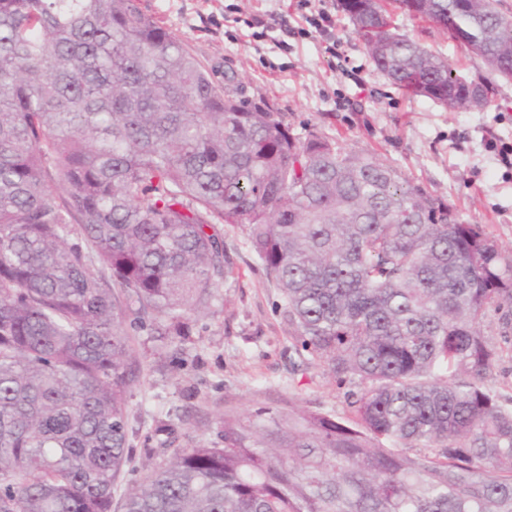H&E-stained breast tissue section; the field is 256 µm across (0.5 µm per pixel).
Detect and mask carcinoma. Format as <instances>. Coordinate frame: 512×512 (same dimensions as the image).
Masks as SVG:
<instances>
[{"instance_id": "obj_1", "label": "carcinoma", "mask_w": 512, "mask_h": 512, "mask_svg": "<svg viewBox=\"0 0 512 512\" xmlns=\"http://www.w3.org/2000/svg\"><path fill=\"white\" fill-rule=\"evenodd\" d=\"M420 0L512 80L502 0ZM339 0L377 71L450 112L488 86ZM139 0H0V512H112L135 382L127 322L185 336L242 227L347 413L224 411L219 441L125 512H512V405L486 385L512 260L371 154L235 96Z\"/></svg>"}]
</instances>
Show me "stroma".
<instances>
[{
	"label": "stroma",
	"mask_w": 512,
	"mask_h": 512,
	"mask_svg": "<svg viewBox=\"0 0 512 512\" xmlns=\"http://www.w3.org/2000/svg\"><path fill=\"white\" fill-rule=\"evenodd\" d=\"M152 15L212 73L235 75L239 95L267 99L297 134L315 129L346 149L367 152L413 185L442 198L461 218L480 224L512 258V170L496 148L512 144V82L425 20L398 13L399 34L453 62L470 79L493 81L485 107L451 112L406 93L379 73L338 0H141ZM334 20L317 29L320 14ZM237 267L189 335H155L129 327L138 378L129 398L131 457L112 494L145 473L146 449L172 441L189 448L217 441L225 410L252 413L287 405L346 411L337 386L298 351L280 311L281 293L251 253L242 228H224Z\"/></svg>",
	"instance_id": "35a3bbf8"
}]
</instances>
